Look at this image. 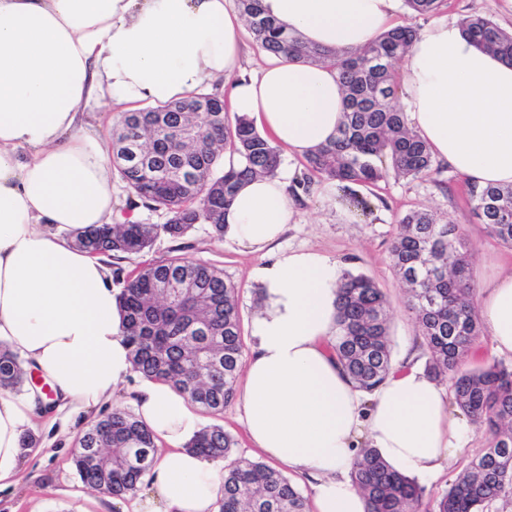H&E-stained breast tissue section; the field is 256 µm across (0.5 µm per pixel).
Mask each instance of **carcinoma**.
Returning a JSON list of instances; mask_svg holds the SVG:
<instances>
[{
  "mask_svg": "<svg viewBox=\"0 0 512 512\" xmlns=\"http://www.w3.org/2000/svg\"><path fill=\"white\" fill-rule=\"evenodd\" d=\"M421 15L439 11L443 0H405ZM258 46L290 59L334 67L345 87V113L336 137L305 158L296 186L311 177L374 185L392 173L417 180L438 169L425 141L397 108L393 65L418 36L397 26L354 52L304 44L265 14L261 0H236ZM471 42L512 62V32L487 17L462 22ZM199 98L213 111L194 112ZM194 135L181 141L179 132ZM236 160L224 166V152ZM112 160L143 206L163 210V224L91 226L75 244L99 258L129 259L150 250L160 236L180 238L196 224L224 236V213L237 186L253 177L278 175L280 149L245 116L229 121L216 94L195 93L181 101L126 112L112 126ZM471 210L485 232L512 248V186L470 190ZM390 259L404 284V307L425 348V372L451 388L453 404L487 445L436 500L434 512H491L512 499V367L494 362L463 367L480 325L474 305L468 241L430 210L399 220ZM123 333L136 372L163 380L210 415H221L235 398L243 370L238 290L212 264L171 257L138 264L119 294ZM339 333L330 345L357 387L370 394L392 369L389 302L364 274H341ZM24 360L0 347V389L18 391ZM157 445L136 414L124 407L92 420L77 436L72 465L82 483L114 498L134 495L149 474ZM186 448L222 459L224 483L217 512H307L297 486L279 469L245 456L221 426L202 428ZM367 503L366 512H422L424 488L391 468L374 448H361L350 472Z\"/></svg>",
  "mask_w": 512,
  "mask_h": 512,
  "instance_id": "cac0c4a2",
  "label": "carcinoma"
}]
</instances>
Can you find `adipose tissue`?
Segmentation results:
<instances>
[{
    "instance_id": "adipose-tissue-1",
    "label": "adipose tissue",
    "mask_w": 512,
    "mask_h": 512,
    "mask_svg": "<svg viewBox=\"0 0 512 512\" xmlns=\"http://www.w3.org/2000/svg\"><path fill=\"white\" fill-rule=\"evenodd\" d=\"M402 0H263L266 12L313 45L361 48L391 29ZM244 31L228 0H0V344L80 411L106 402L135 371L118 294L77 232L112 224L108 148L87 121L138 104H165L229 83L231 110L307 156L331 140L344 93L335 69L272 56L238 77ZM407 121L478 187L512 185V63L477 49L458 23L421 31L399 70ZM288 184H243L224 235L267 256L256 277L268 303L237 392L253 448L306 480L313 512H365L348 473L361 446L393 469L434 476L456 457L468 427L446 388L413 361L396 364L372 394L359 391L327 349L337 327L340 271L313 250H279L291 222ZM481 324L512 353V269L481 285ZM131 403L167 444L134 512H216L224 464L186 448L201 417L170 384L137 379ZM35 394L0 393V483L26 454Z\"/></svg>"
}]
</instances>
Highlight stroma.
<instances>
[{
    "label": "stroma",
    "instance_id": "stroma-1",
    "mask_svg": "<svg viewBox=\"0 0 512 512\" xmlns=\"http://www.w3.org/2000/svg\"><path fill=\"white\" fill-rule=\"evenodd\" d=\"M439 17L462 21L472 15L492 19L512 31V0H444ZM357 196L369 205L361 211L342 201L341 191L327 190L315 181L310 193L293 198V217L281 240L283 250L315 249L337 260L341 270L372 278L390 302V334L394 357L413 348L417 325L403 306L404 288L389 261V246L400 217L426 208L456 225L473 252L475 283L492 278L501 267L512 264V249L486 235L477 224L470 205L466 180L443 167L441 173L423 180L387 176L371 187L355 186ZM150 258L181 256L223 269L224 277L239 290V310L245 348L256 343L254 319L265 305L261 284L254 277L262 265L260 254L236 242L217 239L209 225L198 224L178 240L159 237ZM130 404L128 388H120L104 404L78 414L55 410L35 414L27 427L35 445L11 486L0 490V512H133L132 500H119L84 485L71 463L75 436L87 423L112 408ZM486 445L483 432L472 431L454 465L432 479L423 480L426 501H433Z\"/></svg>",
    "mask_w": 512,
    "mask_h": 512
}]
</instances>
